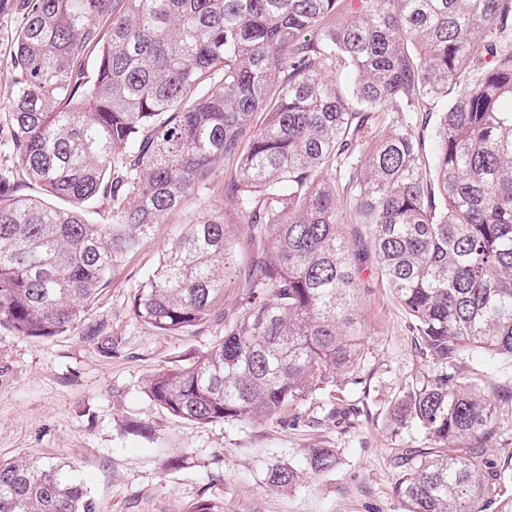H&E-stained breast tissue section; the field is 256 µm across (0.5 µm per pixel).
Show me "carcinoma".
I'll list each match as a JSON object with an SVG mask.
<instances>
[{
  "mask_svg": "<svg viewBox=\"0 0 512 512\" xmlns=\"http://www.w3.org/2000/svg\"><path fill=\"white\" fill-rule=\"evenodd\" d=\"M0 148V325L34 339L76 329L111 271L211 171L234 216L206 208L135 288L164 333L223 335L145 393L179 420L276 418L353 372L364 263L413 319L432 371L393 411L435 444L399 478L407 512H512L483 459L512 397L463 381L475 349L512 360V0H22ZM94 58L92 67L85 60ZM441 102L433 169L412 115ZM33 185L39 195L20 193ZM57 198L59 207L47 202ZM368 230L340 231L339 201ZM103 200L105 222L87 207ZM245 224L238 271L224 234ZM239 279L237 315L224 290ZM107 357L118 343L85 333ZM312 448L308 470L336 467ZM289 463L267 468L290 487ZM0 512H99L64 463H0ZM232 171V163L228 161H224V163L219 164L214 167L213 175H212V197L211 200L213 203L218 206L224 205V212H227L229 216H231L234 212V205L232 199L223 197V187L224 181H226Z\"/></svg>",
  "mask_w": 512,
  "mask_h": 512,
  "instance_id": "1",
  "label": "carcinoma"
}]
</instances>
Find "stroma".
<instances>
[{"mask_svg": "<svg viewBox=\"0 0 512 512\" xmlns=\"http://www.w3.org/2000/svg\"><path fill=\"white\" fill-rule=\"evenodd\" d=\"M19 3L0 9V105L11 88ZM199 215L189 198L166 216L86 312V322L105 323L119 339L116 354L101 355L78 329L33 339L0 325V462H70L101 512H188L203 497L222 502L224 512H406L394 486L430 442L391 414L430 366L375 265L362 273L370 289L359 304L356 373L296 402L286 420L201 425L173 418L145 394L154 373L192 362L220 333L210 326L162 334L131 313L136 286ZM459 369L486 391L512 393L511 361L476 352ZM310 448L336 449L335 469L286 489L266 484L269 465L304 467ZM171 458L180 467H167Z\"/></svg>", "mask_w": 512, "mask_h": 512, "instance_id": "stroma-1", "label": "stroma"}]
</instances>
